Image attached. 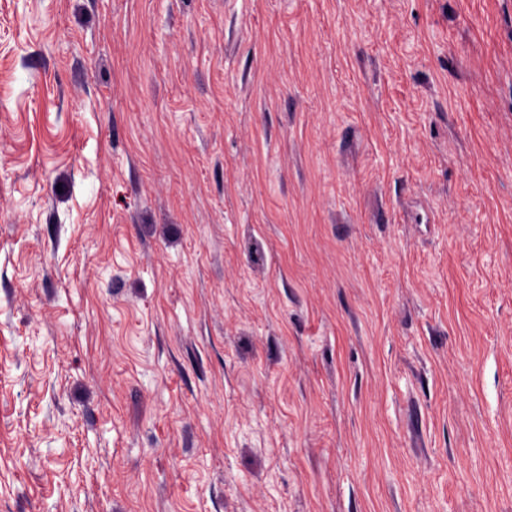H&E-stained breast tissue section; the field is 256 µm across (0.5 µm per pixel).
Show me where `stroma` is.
<instances>
[{
  "instance_id": "obj_1",
  "label": "stroma",
  "mask_w": 512,
  "mask_h": 512,
  "mask_svg": "<svg viewBox=\"0 0 512 512\" xmlns=\"http://www.w3.org/2000/svg\"><path fill=\"white\" fill-rule=\"evenodd\" d=\"M0 512H512V0H0Z\"/></svg>"
}]
</instances>
